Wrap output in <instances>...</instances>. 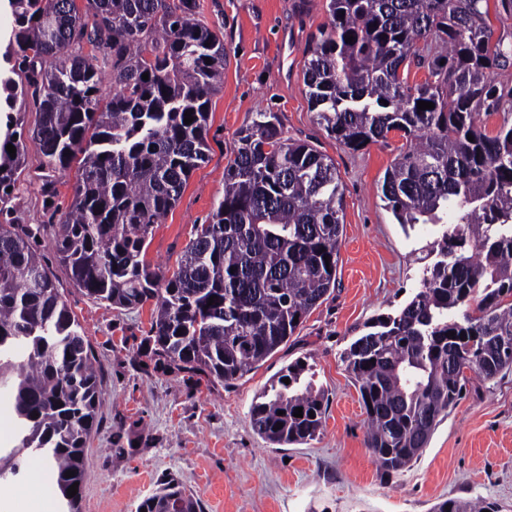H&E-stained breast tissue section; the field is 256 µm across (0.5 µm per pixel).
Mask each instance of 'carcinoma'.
Segmentation results:
<instances>
[{
  "label": "carcinoma",
  "mask_w": 512,
  "mask_h": 512,
  "mask_svg": "<svg viewBox=\"0 0 512 512\" xmlns=\"http://www.w3.org/2000/svg\"><path fill=\"white\" fill-rule=\"evenodd\" d=\"M489 2L329 0L328 26L306 49L303 82L320 123L352 151L403 133L410 146L386 169L380 197L404 231L439 227L418 291L365 325L343 356L365 410L366 447L388 476L427 448L461 397L465 371L492 379L512 370V122L488 129L491 117L512 114V43L493 38ZM11 5L13 65L0 78V97L17 113L0 144V351L16 347L21 357L0 356V377L13 382L23 440L0 456V468L43 457L59 498L78 512L100 367L44 261V237L86 297L120 310L153 302L144 354L154 367L230 384L286 344L334 292L343 189L332 159L285 136L276 113L258 112L239 131L224 197L196 228L178 270L150 267L144 255L154 225L208 161L224 39L196 17V0ZM84 43L92 53L68 52ZM413 66L427 76L411 85ZM104 67L112 71L107 100ZM30 98L43 194L56 196L54 173L76 166L71 202L54 209L49 225L9 218L7 188L23 171L21 112ZM419 101L434 108L420 110ZM314 376L305 358L283 368L251 405L254 432L271 445L314 440L327 402ZM139 508L203 512L173 480ZM433 512L498 510L448 498Z\"/></svg>",
  "instance_id": "cac0c4a2"
}]
</instances>
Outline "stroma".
<instances>
[{"mask_svg":"<svg viewBox=\"0 0 512 512\" xmlns=\"http://www.w3.org/2000/svg\"><path fill=\"white\" fill-rule=\"evenodd\" d=\"M328 0H196L199 19L224 39V84L213 96L207 163L189 178L176 207L155 225L145 260L166 272L196 225L224 195V167L238 131L255 113H278L288 137L331 157L344 190L336 289L261 366L231 384L192 383L142 364L151 305L119 311L76 290L44 247L56 283L102 365L99 423L87 451L80 512H137L163 481L180 482L204 512H431L449 498L481 499L512 512V371L470 375L455 408L421 457L390 479L365 446V412L342 355L367 322L396 312L417 291L436 237L422 225L404 233L377 193L405 138L352 151L319 125L303 83L306 47L327 26ZM14 200L18 224H47L51 211L34 176L28 143ZM313 364L327 408L317 438L266 443L249 410L278 372Z\"/></svg>","mask_w":512,"mask_h":512,"instance_id":"obj_1","label":"stroma"}]
</instances>
